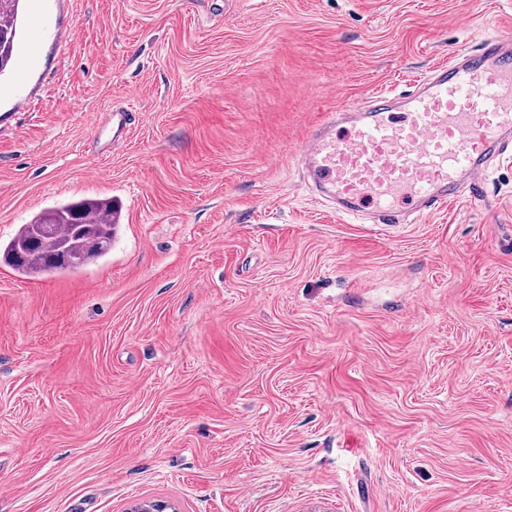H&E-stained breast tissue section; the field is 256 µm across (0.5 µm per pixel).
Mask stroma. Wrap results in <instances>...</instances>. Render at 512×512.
<instances>
[{
    "instance_id": "35a3bbf8",
    "label": "stroma",
    "mask_w": 512,
    "mask_h": 512,
    "mask_svg": "<svg viewBox=\"0 0 512 512\" xmlns=\"http://www.w3.org/2000/svg\"><path fill=\"white\" fill-rule=\"evenodd\" d=\"M508 27L512 0H27L0 243L68 200L120 224L74 275L0 261V512H512V157L395 226L289 160ZM133 122L132 113L126 109L117 108L109 114L107 133L111 136L112 144L126 139Z\"/></svg>"
}]
</instances>
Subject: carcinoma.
<instances>
[{"instance_id":"cac0c4a2","label":"carcinoma","mask_w":512,"mask_h":512,"mask_svg":"<svg viewBox=\"0 0 512 512\" xmlns=\"http://www.w3.org/2000/svg\"><path fill=\"white\" fill-rule=\"evenodd\" d=\"M25 0H0V76L10 65L20 37ZM116 206L110 200L80 199L52 207L21 225L0 244L5 261L20 275L76 273L104 257L116 234ZM46 224L58 226L54 238L43 235Z\"/></svg>"}]
</instances>
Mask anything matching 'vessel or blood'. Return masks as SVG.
Here are the masks:
<instances>
[{
  "label": "vessel or blood",
  "mask_w": 512,
  "mask_h": 512,
  "mask_svg": "<svg viewBox=\"0 0 512 512\" xmlns=\"http://www.w3.org/2000/svg\"><path fill=\"white\" fill-rule=\"evenodd\" d=\"M134 117L108 118L113 143ZM512 150V30L457 52L405 94L376 92L330 113L295 154L337 212L404 224L485 193L490 161Z\"/></svg>",
  "instance_id": "b4317fda"
}]
</instances>
